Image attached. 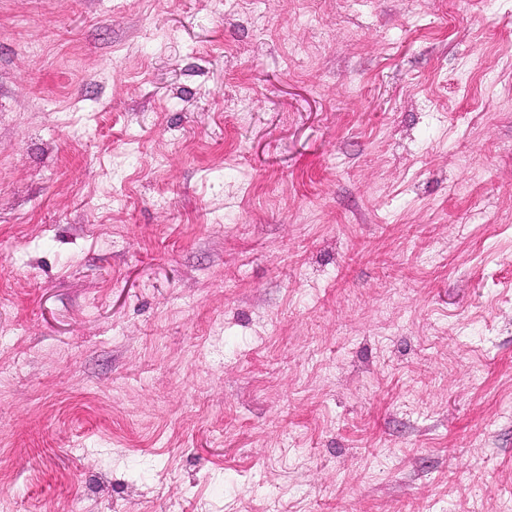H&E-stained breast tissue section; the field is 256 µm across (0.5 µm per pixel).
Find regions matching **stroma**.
<instances>
[{
	"label": "stroma",
	"instance_id": "stroma-1",
	"mask_svg": "<svg viewBox=\"0 0 512 512\" xmlns=\"http://www.w3.org/2000/svg\"><path fill=\"white\" fill-rule=\"evenodd\" d=\"M0 512H512V0H0Z\"/></svg>",
	"mask_w": 512,
	"mask_h": 512
}]
</instances>
